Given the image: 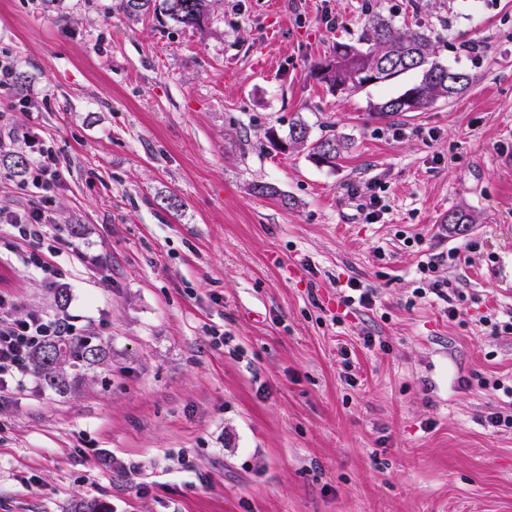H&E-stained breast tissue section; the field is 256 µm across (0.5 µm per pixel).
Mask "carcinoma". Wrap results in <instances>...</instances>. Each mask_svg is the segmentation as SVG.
<instances>
[{
    "mask_svg": "<svg viewBox=\"0 0 512 512\" xmlns=\"http://www.w3.org/2000/svg\"><path fill=\"white\" fill-rule=\"evenodd\" d=\"M211 2L121 0V7L132 19L158 11L177 24L196 26L210 12ZM411 71L418 73V80L402 93L374 105L375 114L424 112L440 100L455 98L471 81L465 71L438 61L429 24L419 20L412 27H399L392 17L375 10L371 0H365L364 21L358 36L336 43L333 55L310 69L313 77L333 92L356 91ZM456 73L462 75L461 83H449L448 76ZM287 142L296 144L317 165H336L347 149L346 140L334 135L310 139L309 126L300 117L290 124ZM0 166L22 177L31 162L20 151H0ZM108 356V345L100 339L69 336L36 349L31 362L42 386L65 394L83 370L104 362Z\"/></svg>",
    "mask_w": 512,
    "mask_h": 512,
    "instance_id": "cac0c4a2",
    "label": "carcinoma"
}]
</instances>
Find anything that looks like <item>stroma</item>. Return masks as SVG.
I'll return each instance as SVG.
<instances>
[{"instance_id":"1","label":"stroma","mask_w":512,"mask_h":512,"mask_svg":"<svg viewBox=\"0 0 512 512\" xmlns=\"http://www.w3.org/2000/svg\"><path fill=\"white\" fill-rule=\"evenodd\" d=\"M120 3L0 0V60L29 77L0 139L55 150L53 221L89 260L67 312L110 349L69 393L31 377L0 399V512H512V429L479 385L512 380V333L481 322L512 311V0H430L439 60L472 81L393 117L371 106L413 75L334 93L310 74L364 0H214L194 28ZM299 116L349 139L336 166L272 147ZM431 257L456 315L415 295ZM351 279L375 306H343ZM1 292L57 312L0 262Z\"/></svg>"}]
</instances>
